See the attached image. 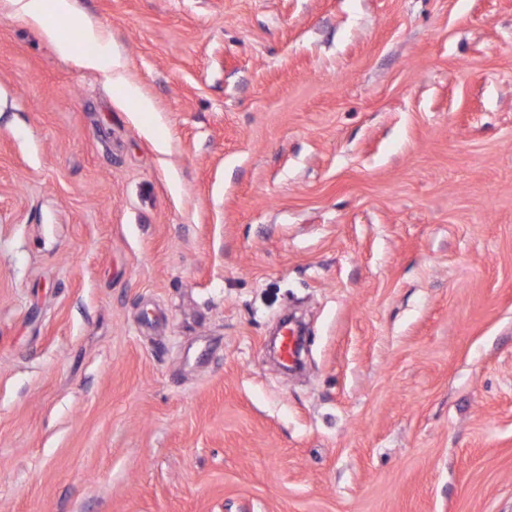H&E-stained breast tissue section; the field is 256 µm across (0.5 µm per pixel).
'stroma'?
<instances>
[{
    "instance_id": "stroma-1",
    "label": "stroma",
    "mask_w": 512,
    "mask_h": 512,
    "mask_svg": "<svg viewBox=\"0 0 512 512\" xmlns=\"http://www.w3.org/2000/svg\"><path fill=\"white\" fill-rule=\"evenodd\" d=\"M73 4L122 84L0 0V512H512V0Z\"/></svg>"
}]
</instances>
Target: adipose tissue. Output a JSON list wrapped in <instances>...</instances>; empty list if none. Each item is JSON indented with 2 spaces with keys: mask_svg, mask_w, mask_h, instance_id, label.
Masks as SVG:
<instances>
[{
  "mask_svg": "<svg viewBox=\"0 0 512 512\" xmlns=\"http://www.w3.org/2000/svg\"><path fill=\"white\" fill-rule=\"evenodd\" d=\"M15 12L36 25L43 36L54 45L56 51L69 56L73 43L63 36L66 27H76L80 38L92 45L91 53L83 55L80 63L89 69L115 71L117 62L112 56L110 42L104 41L100 31L77 17L72 0H10Z\"/></svg>",
  "mask_w": 512,
  "mask_h": 512,
  "instance_id": "ef3b65f1",
  "label": "adipose tissue"
}]
</instances>
